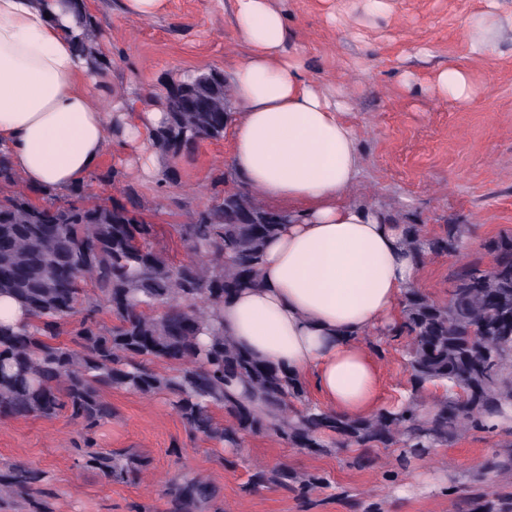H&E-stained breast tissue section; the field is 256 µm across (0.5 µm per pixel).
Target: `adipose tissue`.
Here are the masks:
<instances>
[{
    "label": "adipose tissue",
    "mask_w": 512,
    "mask_h": 512,
    "mask_svg": "<svg viewBox=\"0 0 512 512\" xmlns=\"http://www.w3.org/2000/svg\"><path fill=\"white\" fill-rule=\"evenodd\" d=\"M234 12L246 53L231 74L241 109L232 169L289 219L266 246L258 285L225 302L224 332L312 378L323 406L366 416L378 408L380 373L363 339L400 322L403 293L420 286L424 266L402 225L350 200L361 159L345 100L309 77L302 50L287 48L274 0H234ZM78 32L70 0H0V150L46 195L82 184L116 147L136 176L162 179L150 134L163 109L105 106Z\"/></svg>",
    "instance_id": "1"
}]
</instances>
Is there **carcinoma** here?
Returning <instances> with one entry per match:
<instances>
[{"mask_svg":"<svg viewBox=\"0 0 512 512\" xmlns=\"http://www.w3.org/2000/svg\"><path fill=\"white\" fill-rule=\"evenodd\" d=\"M76 46L94 72L106 66L95 18L79 20ZM162 87L166 121L152 133L154 149L175 163L203 140L224 138L234 113L224 74L185 72ZM108 204L89 201L81 188L68 198L39 203L30 196L9 158L0 152V296L12 299L31 323L0 324V419L49 418L62 412L80 425L77 465L112 482L138 480L149 466L130 451H99L93 434L112 418L106 390L145 397L168 396L190 434L236 451L254 435H273L292 448L328 456L351 448L357 464L375 448H398L404 462L447 446L490 417L512 407V233L487 239L483 252L450 275L448 299L438 302L418 289L404 293L403 321L382 345H402L406 395L398 405L349 418L308 398L304 379L288 368L255 358L224 335L222 307L242 288L258 283L268 241L288 215L266 207L237 186L198 213L178 232L195 258L173 262L146 221L134 190ZM471 229L445 224L433 236L406 224L414 258L463 253ZM108 311V326L98 315ZM68 342H60L62 334ZM172 366L161 372L154 361ZM443 395L426 407L430 386ZM229 417L221 423L214 410ZM487 469L512 484V450L498 453ZM43 473L24 463L0 466V500L25 497L27 512H54ZM332 481L317 471L285 465L257 467L244 490L277 488L307 497ZM170 512H202L216 495L199 477L183 476L165 490ZM476 512H512V494L477 496Z\"/></svg>","mask_w":512,"mask_h":512,"instance_id":"cac0c4a2","label":"carcinoma"}]
</instances>
